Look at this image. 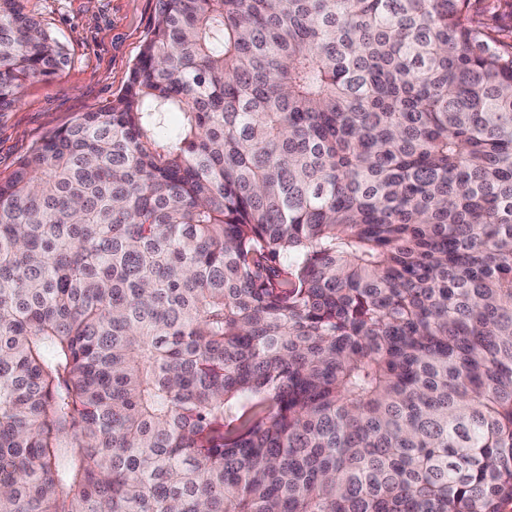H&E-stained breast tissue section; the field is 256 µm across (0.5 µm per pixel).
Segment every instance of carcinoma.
I'll use <instances>...</instances> for the list:
<instances>
[{
	"instance_id": "obj_1",
	"label": "carcinoma",
	"mask_w": 512,
	"mask_h": 512,
	"mask_svg": "<svg viewBox=\"0 0 512 512\" xmlns=\"http://www.w3.org/2000/svg\"><path fill=\"white\" fill-rule=\"evenodd\" d=\"M471 0H157L0 180V512H512V41ZM63 45L0 0V112Z\"/></svg>"
}]
</instances>
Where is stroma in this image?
<instances>
[{
	"label": "stroma",
	"instance_id": "obj_1",
	"mask_svg": "<svg viewBox=\"0 0 512 512\" xmlns=\"http://www.w3.org/2000/svg\"><path fill=\"white\" fill-rule=\"evenodd\" d=\"M27 10L64 44L67 67L28 83L0 112V178L48 132L103 108L124 89L156 20V0H25Z\"/></svg>",
	"mask_w": 512,
	"mask_h": 512
}]
</instances>
